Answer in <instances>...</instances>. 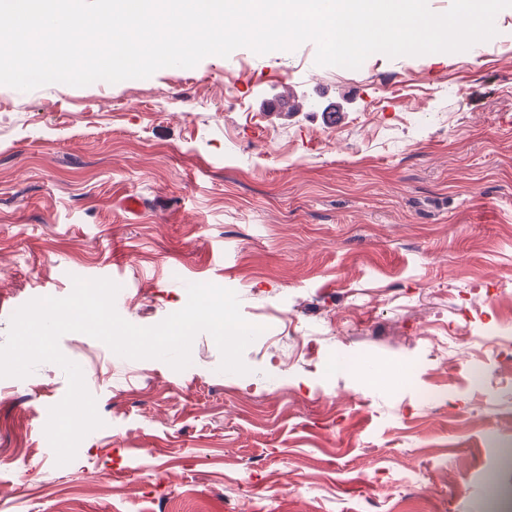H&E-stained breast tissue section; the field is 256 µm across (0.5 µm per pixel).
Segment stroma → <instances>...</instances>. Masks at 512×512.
Returning a JSON list of instances; mask_svg holds the SVG:
<instances>
[{
    "mask_svg": "<svg viewBox=\"0 0 512 512\" xmlns=\"http://www.w3.org/2000/svg\"><path fill=\"white\" fill-rule=\"evenodd\" d=\"M497 20L482 47L357 69L307 42L0 85V343L76 276L118 283L141 327L187 284L229 288L278 339L239 375L205 332L181 371L62 336L103 426L57 465L65 372L0 378V512H512V7ZM284 90L297 107L269 111Z\"/></svg>",
    "mask_w": 512,
    "mask_h": 512,
    "instance_id": "obj_1",
    "label": "stroma"
}]
</instances>
